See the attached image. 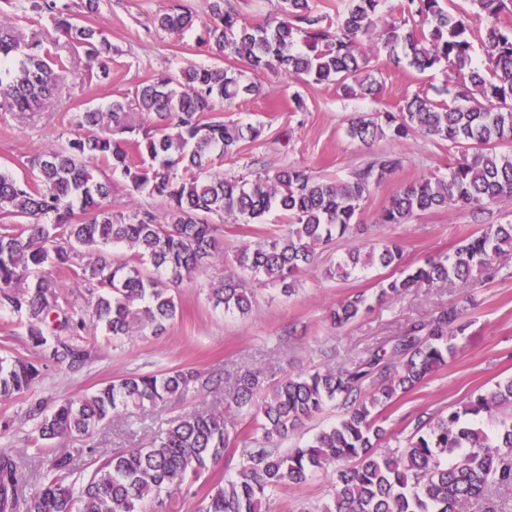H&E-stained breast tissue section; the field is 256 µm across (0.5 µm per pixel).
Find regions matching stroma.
<instances>
[{"instance_id":"35a3bbf8","label":"stroma","mask_w":512,"mask_h":512,"mask_svg":"<svg viewBox=\"0 0 512 512\" xmlns=\"http://www.w3.org/2000/svg\"><path fill=\"white\" fill-rule=\"evenodd\" d=\"M66 2L76 18L110 39L111 75L106 80L88 81L83 76L84 63L78 60L63 76L56 97L43 109L23 115L0 111V166L18 176L24 175L28 157L57 144L60 133L70 127L79 112L89 107L107 108L113 98L134 93L153 76L178 77L185 63L216 61L208 49L197 46L194 34L174 35L155 29L152 20L167 7L168 0H100L98 10L91 14L85 13L82 0ZM371 67L382 84L381 93L373 99H350L335 85L308 83L278 70L256 74L243 69V77L257 79L263 92L225 108L223 117L262 124L265 136L225 158L223 169L237 174L295 166L321 180L344 181L376 158L396 155L400 168L373 190L360 222L362 241L381 244L395 240L401 244L399 266L360 270L345 280L329 278L327 266L353 245L350 239H337L319 250L314 262L300 274L294 295L283 296L279 287L270 284H254L253 311L243 318L214 307L208 300V288L221 279L240 276L233 261L235 251L243 244L282 234L285 222L275 212L258 224L225 219L219 232V258L193 281L176 289L178 314L163 335H152L144 329L141 315H133L130 335L112 338L96 333L95 356L81 373L72 374L54 364L45 367L35 394L64 399L93 392L112 380L181 367L230 379L240 367L249 366L263 371L273 383L289 373L349 362L382 337L400 333L406 323L441 307L462 305L468 309L470 326L456 340V355L382 410L379 423L386 437L380 452L389 453L404 445L418 416L462 406L470 396L511 378L512 264L489 280L414 288L398 297L380 302L375 299L379 281L405 276L426 258L451 254L479 231L483 222L511 219L512 203L490 205L480 220L469 211L450 207L414 216L404 224L379 223L380 209L401 185L447 170L448 147L421 134L403 140L383 138L367 147L348 136L350 121L360 113L393 110L405 95L419 90L436 98L437 88L449 85L453 75L444 67L425 73L396 68L382 53L374 57ZM360 292L371 297L370 310L343 327L334 326L330 312L336 303ZM227 401L228 389L223 386L205 395L191 391L179 399L130 409L126 418L96 435L98 452L108 457L122 448L146 445L170 421L205 407L225 409L230 427L245 435L254 426L252 414L229 409ZM25 407L21 398L0 402V419H13L16 428L13 437L0 439V449L26 460L38 451L50 455V448L36 447L30 427L23 421ZM235 469V460L229 458L211 466L195 483L193 493L175 492L164 497L158 512H195L198 493L233 476ZM332 482L331 472H318L303 484L281 489L271 499L270 510L299 512L304 506L321 505L332 493Z\"/></svg>"}]
</instances>
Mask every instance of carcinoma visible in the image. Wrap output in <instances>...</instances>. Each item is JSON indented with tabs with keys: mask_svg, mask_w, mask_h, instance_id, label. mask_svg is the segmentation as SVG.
<instances>
[{
	"mask_svg": "<svg viewBox=\"0 0 512 512\" xmlns=\"http://www.w3.org/2000/svg\"><path fill=\"white\" fill-rule=\"evenodd\" d=\"M27 2L30 10L50 14L55 31L84 57L86 76L109 78L112 43L106 35L77 21L58 0ZM470 2L484 18L480 65L472 58L470 13L446 9L440 0H398L387 20L383 0H340L334 22L313 0H283L281 17L263 23L243 19L224 0H212L202 20L175 0L154 25L173 34L196 30L198 46L228 63L334 84L346 97L381 92L369 69L380 46L396 67L420 73L448 67L458 79L452 102L415 92L395 111L359 115L348 128L349 137L366 146L415 133L447 144L454 157L447 174L404 184L382 207L380 223L404 224L450 205L474 213L512 200V0ZM374 30L379 45H364L363 36ZM300 36L303 50L295 48ZM65 71L66 62L50 59L42 41L28 42L9 20H0V110L37 111ZM261 93V84L222 64H188L175 80L159 75L104 111L79 113L60 145L27 160L25 177L0 171V311L25 323L29 346L45 361L82 371L94 352L85 333L100 328L112 337L127 334L135 307L153 334L164 333L178 313L172 289L209 266L218 251L216 218L252 224L273 210L281 214L287 233L243 246L234 262L285 294L295 291L318 248L356 234L373 189L396 173L399 159L385 155L343 182L318 180L290 166L226 177L224 157L259 140L263 130L218 113ZM137 114L147 115L152 126L137 125ZM110 170L126 179L129 196L156 200L164 214L133 200L112 205ZM118 246L131 254L115 257L112 248ZM401 257L394 241L366 252L355 247L329 274L346 279L358 268H387ZM510 260L512 221L490 223L445 259H427L381 284L377 300L439 282L493 278ZM46 264L74 276L93 305L73 310L62 285L39 275ZM253 296L244 279L208 290L214 305L242 317L251 313ZM368 309L365 294L350 295L336 303L332 323L342 327ZM468 326L463 309L443 308L407 323L401 335L351 366L287 375L269 388L260 373L244 368L232 383V403L248 410L254 398L261 402L254 428L235 440L224 411L199 410L172 420L144 448L97 459L94 433L128 409L221 384L192 368L124 377L61 402L31 397L26 417L41 446L80 440L85 447L53 454L35 484L20 458L0 450V512H147V505L192 484L231 449L239 457L235 475L212 485L195 512H269L279 489L330 465L336 466L334 491L318 512H469L492 490L512 487V378L462 408L418 418L405 446L389 455L378 451L385 430L377 411L447 364L456 353L453 338ZM41 375L33 362L1 355L0 401L29 394ZM370 379L378 383L368 391ZM330 403L340 409L336 424L281 449Z\"/></svg>",
	"mask_w": 512,
	"mask_h": 512,
	"instance_id": "carcinoma-1",
	"label": "carcinoma"
}]
</instances>
